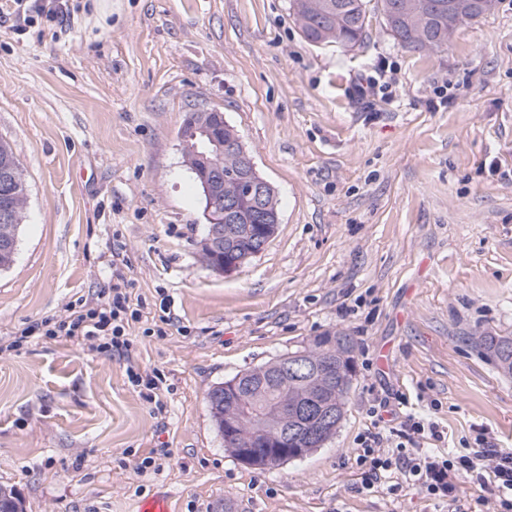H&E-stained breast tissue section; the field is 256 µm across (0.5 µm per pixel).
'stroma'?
I'll use <instances>...</instances> for the list:
<instances>
[{
	"label": "stroma",
	"instance_id": "1",
	"mask_svg": "<svg viewBox=\"0 0 512 512\" xmlns=\"http://www.w3.org/2000/svg\"><path fill=\"white\" fill-rule=\"evenodd\" d=\"M111 4L70 0L59 31L0 17V138L27 193L0 343L111 292L117 254L144 303L136 367L166 388L146 399L108 349L34 336L0 352V484L25 512H136L157 492L172 512H474L471 480L451 500L368 489L357 456L371 433L396 445L409 414L444 428V453L512 448V378L475 342L512 336V0L431 53L377 13L342 53L303 39L290 0ZM211 109L278 200L276 233L230 273L203 258L182 154L186 114ZM340 333L355 375L336 436L275 468L231 457L210 386ZM154 448L176 457L138 474Z\"/></svg>",
	"mask_w": 512,
	"mask_h": 512
}]
</instances>
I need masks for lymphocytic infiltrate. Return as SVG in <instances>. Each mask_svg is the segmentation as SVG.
<instances>
[{"instance_id": "1", "label": "lymphocytic infiltrate", "mask_w": 512, "mask_h": 512, "mask_svg": "<svg viewBox=\"0 0 512 512\" xmlns=\"http://www.w3.org/2000/svg\"><path fill=\"white\" fill-rule=\"evenodd\" d=\"M67 310L65 319H46L23 329L20 337L11 342V349H20L26 338L36 334L80 344L102 340L118 358L131 361L133 342L129 329L140 311L132 307L127 289L113 285L107 300L92 306L84 302L71 304ZM361 450L362 460L369 463L367 487H374L384 473L393 471L400 481L440 499L453 497L459 480L472 479L482 492L495 499L497 512H512V448H473L450 458L420 448L408 454L400 445L386 449L380 436L369 435L362 440Z\"/></svg>"}]
</instances>
